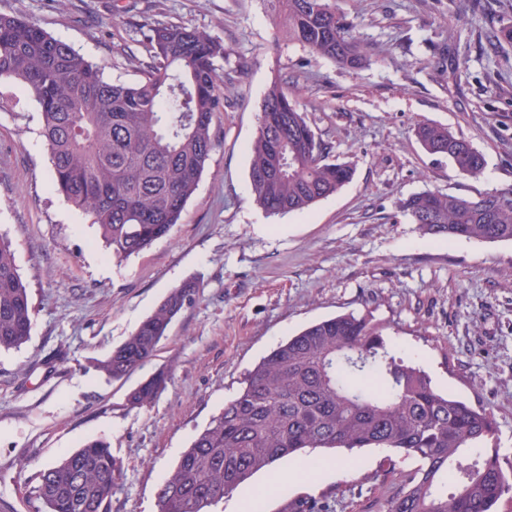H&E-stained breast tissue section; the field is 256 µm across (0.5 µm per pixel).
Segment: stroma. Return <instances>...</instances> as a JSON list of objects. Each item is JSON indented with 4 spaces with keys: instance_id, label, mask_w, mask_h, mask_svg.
I'll list each match as a JSON object with an SVG mask.
<instances>
[{
    "instance_id": "1",
    "label": "stroma",
    "mask_w": 512,
    "mask_h": 512,
    "mask_svg": "<svg viewBox=\"0 0 512 512\" xmlns=\"http://www.w3.org/2000/svg\"><path fill=\"white\" fill-rule=\"evenodd\" d=\"M0 0V14L38 22L105 78L140 76L120 47L143 17L207 31L227 52L231 106L219 141L172 236L123 262L50 184L40 113L30 93L0 83V233L33 307L28 342L0 352V512H41L40 474L87 439L108 441L121 469L111 512H156V490L196 434L279 343L338 315L371 313L395 351L435 386L487 409L503 466L512 465V243L424 234L400 200L423 191L476 197L512 190V0H336L372 51L359 68L276 41L267 0ZM352 179L303 213L269 216L251 193L250 144L274 79ZM448 127L485 157L479 177L426 152L419 123ZM196 301L156 355L125 378L97 367L188 280ZM169 376L145 408L128 393ZM367 448L328 459L326 474L272 483L264 512L298 500L330 512H378L417 461L389 465Z\"/></svg>"
}]
</instances>
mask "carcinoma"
<instances>
[{
  "mask_svg": "<svg viewBox=\"0 0 512 512\" xmlns=\"http://www.w3.org/2000/svg\"><path fill=\"white\" fill-rule=\"evenodd\" d=\"M277 31L290 43L340 66L357 68L368 52L334 0H267ZM126 58L136 84L112 83L101 70L35 21L0 14V80L36 101L51 161V184L97 227L119 262L170 236L194 195L218 142L225 111L220 68L224 45L182 23L146 18ZM417 137L455 171L479 176L485 158L448 128L418 124ZM250 183L270 215L303 211L353 176L329 158L285 83L271 82L251 143ZM401 208L428 235L512 242V191L477 198L425 190ZM198 284L172 289L160 306L99 363L121 379L155 355L173 319L191 305ZM33 308L11 241L0 235V351L30 337ZM168 375L155 374L128 396L133 408L154 402ZM490 412L438 390L419 366L396 355L365 315L316 322L262 358L244 387L212 417L156 492L157 512H214V507L285 457L384 448L421 465L384 512H497L512 492V473L489 445ZM118 469L109 443L86 441L40 475L43 512H110Z\"/></svg>",
  "mask_w": 512,
  "mask_h": 512,
  "instance_id": "carcinoma-1",
  "label": "carcinoma"
}]
</instances>
